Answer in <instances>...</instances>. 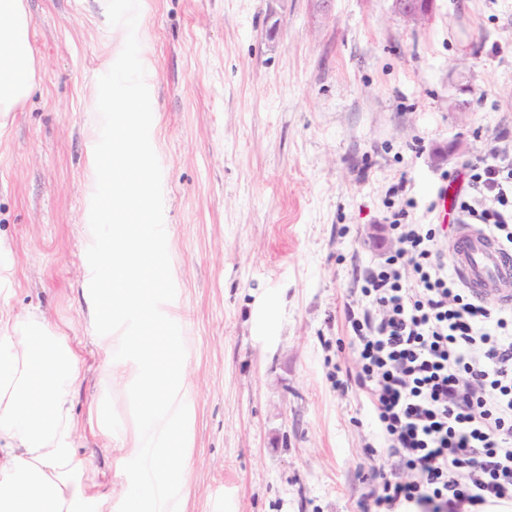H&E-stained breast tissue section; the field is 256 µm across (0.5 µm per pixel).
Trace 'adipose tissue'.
<instances>
[{
  "instance_id": "obj_1",
  "label": "adipose tissue",
  "mask_w": 512,
  "mask_h": 512,
  "mask_svg": "<svg viewBox=\"0 0 512 512\" xmlns=\"http://www.w3.org/2000/svg\"><path fill=\"white\" fill-rule=\"evenodd\" d=\"M40 79L27 0H0V130ZM78 344L42 313L0 309V512H112L108 479L80 452Z\"/></svg>"
}]
</instances>
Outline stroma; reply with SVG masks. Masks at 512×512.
<instances>
[{"instance_id": "obj_1", "label": "stroma", "mask_w": 512, "mask_h": 512, "mask_svg": "<svg viewBox=\"0 0 512 512\" xmlns=\"http://www.w3.org/2000/svg\"><path fill=\"white\" fill-rule=\"evenodd\" d=\"M39 87L0 133V290L83 352L80 448L112 502L140 448L98 335L86 251L97 81L125 31L102 0H28ZM189 410L179 512H358L378 480L346 321L356 275L391 255V207L433 224L436 193L512 132V0H141ZM395 9L408 23L426 22L433 10V0H393Z\"/></svg>"}]
</instances>
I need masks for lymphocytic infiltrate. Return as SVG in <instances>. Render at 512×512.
<instances>
[{
    "label": "lymphocytic infiltrate",
    "instance_id": "lymphocytic-infiltrate-1",
    "mask_svg": "<svg viewBox=\"0 0 512 512\" xmlns=\"http://www.w3.org/2000/svg\"><path fill=\"white\" fill-rule=\"evenodd\" d=\"M451 182V210L512 249V156L490 148ZM408 216L391 212L398 249L359 275L367 304L346 314L359 370L336 381L364 392L380 435L365 446L383 474L368 512H487L512 503V308L475 300L442 225ZM392 459L404 476L385 474Z\"/></svg>",
    "mask_w": 512,
    "mask_h": 512
}]
</instances>
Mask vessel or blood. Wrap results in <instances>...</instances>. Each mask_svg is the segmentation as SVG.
I'll return each mask as SVG.
<instances>
[{
    "instance_id": "vessel-or-blood-1",
    "label": "vessel or blood",
    "mask_w": 512,
    "mask_h": 512,
    "mask_svg": "<svg viewBox=\"0 0 512 512\" xmlns=\"http://www.w3.org/2000/svg\"><path fill=\"white\" fill-rule=\"evenodd\" d=\"M450 253L454 270L472 296L512 307V253L474 224H460Z\"/></svg>"
}]
</instances>
